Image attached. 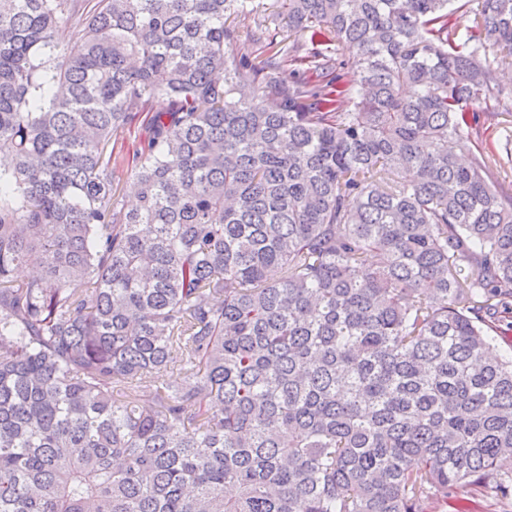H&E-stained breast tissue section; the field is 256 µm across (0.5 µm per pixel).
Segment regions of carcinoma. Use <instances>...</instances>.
Masks as SVG:
<instances>
[{
    "instance_id": "cac0c4a2",
    "label": "carcinoma",
    "mask_w": 512,
    "mask_h": 512,
    "mask_svg": "<svg viewBox=\"0 0 512 512\" xmlns=\"http://www.w3.org/2000/svg\"><path fill=\"white\" fill-rule=\"evenodd\" d=\"M249 2L0 0V512H434L512 481V193L463 158L475 104L512 110V0L463 33L455 0H273L337 63L237 45ZM147 130L141 124L132 126L129 132H125L123 139H120L116 145L115 153L117 156L116 164L113 168V179L118 186L120 199L126 206H130L131 190L134 187L130 176V168H127L128 155L132 156V151L139 141L146 138Z\"/></svg>"
}]
</instances>
